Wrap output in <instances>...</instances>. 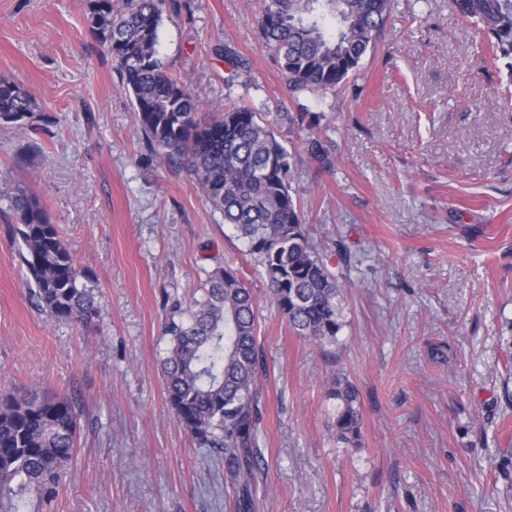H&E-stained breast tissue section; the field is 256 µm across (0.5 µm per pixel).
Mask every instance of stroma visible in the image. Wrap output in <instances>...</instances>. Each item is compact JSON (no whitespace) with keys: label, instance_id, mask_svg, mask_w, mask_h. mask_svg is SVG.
<instances>
[{"label":"stroma","instance_id":"stroma-1","mask_svg":"<svg viewBox=\"0 0 512 512\" xmlns=\"http://www.w3.org/2000/svg\"><path fill=\"white\" fill-rule=\"evenodd\" d=\"M160 57L220 112L239 99L294 154L291 192L345 288V327L318 348L267 297L244 243L186 172L147 163L128 94L83 0H0V78L60 122L0 124V190L44 202L99 315L52 321L28 299L0 212V395L36 388L85 405L51 512H228L224 464L172 414L160 361L173 301L231 266L258 302L262 381L256 512H512V100L452 0H394L391 32L324 115L329 168L276 125L294 111L258 28L262 0H182ZM247 66L227 86L225 55ZM356 384L361 446L329 436L336 374Z\"/></svg>","mask_w":512,"mask_h":512}]
</instances>
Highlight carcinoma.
<instances>
[{
    "label": "carcinoma",
    "instance_id": "1",
    "mask_svg": "<svg viewBox=\"0 0 512 512\" xmlns=\"http://www.w3.org/2000/svg\"><path fill=\"white\" fill-rule=\"evenodd\" d=\"M392 0H263L258 26L295 100L340 91L384 36ZM483 35L512 81V0H453ZM179 0H84V21L106 50L132 105L149 154L185 170L262 267L272 305L297 336L333 345L344 327V293L324 250L310 237L290 192L294 155L262 113L229 103L210 118L201 100L159 57L164 19ZM226 85L248 79L228 55ZM288 129L306 132L308 156L330 165L321 137L323 114L279 113ZM0 123L32 135L57 124L16 82L0 78ZM13 216L29 298L62 323L87 325L98 316L88 272L76 264L40 199L21 184L0 194ZM257 301L230 268L207 273L200 298L173 306L163 324L161 363L166 400L199 448L224 455V493L236 512H252L260 451V378L267 376L257 342ZM335 414L330 433L341 448L361 437L360 395L336 376L326 391ZM83 409L68 396L28 390L0 398V512H43L59 495L77 452Z\"/></svg>",
    "mask_w": 512,
    "mask_h": 512
}]
</instances>
